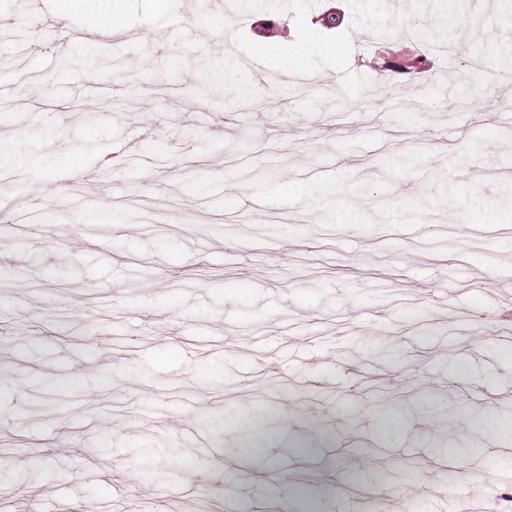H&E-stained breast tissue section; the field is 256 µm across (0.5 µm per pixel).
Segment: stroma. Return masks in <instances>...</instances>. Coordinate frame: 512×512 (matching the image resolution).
<instances>
[{"mask_svg":"<svg viewBox=\"0 0 512 512\" xmlns=\"http://www.w3.org/2000/svg\"><path fill=\"white\" fill-rule=\"evenodd\" d=\"M56 2L0 0V512L34 495L40 512H155L191 468L221 512H336L370 461L403 512L487 484L497 512L512 457L476 449L471 414L512 418L495 319L512 296V0H465L450 40L423 36L447 0H126L120 39ZM300 14L350 63L316 53L285 84L254 58L248 96L218 79ZM418 54L427 69L383 67ZM475 56L480 94L457 79ZM285 405L274 451L238 461V421ZM386 411L399 441L377 432ZM173 418L210 454L178 447ZM440 438L464 470L432 462Z\"/></svg>","mask_w":512,"mask_h":512,"instance_id":"stroma-1","label":"stroma"}]
</instances>
